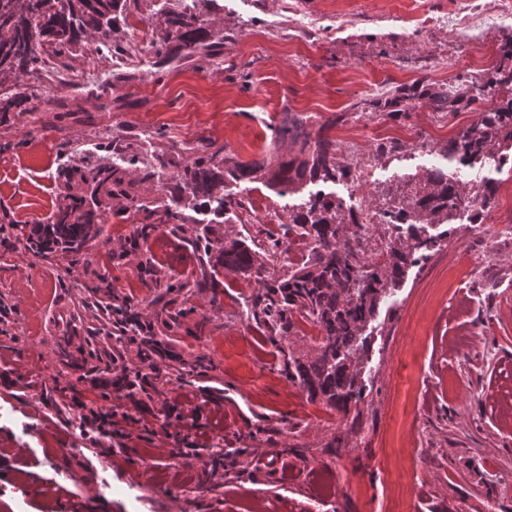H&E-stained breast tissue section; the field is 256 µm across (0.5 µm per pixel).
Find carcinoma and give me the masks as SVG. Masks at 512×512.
Wrapping results in <instances>:
<instances>
[{
	"label": "carcinoma",
	"instance_id": "1",
	"mask_svg": "<svg viewBox=\"0 0 512 512\" xmlns=\"http://www.w3.org/2000/svg\"><path fill=\"white\" fill-rule=\"evenodd\" d=\"M216 0H176L157 12L152 25V47L162 63L178 61L196 68L220 60L229 35L214 31ZM127 25L126 0H0V119L30 118L37 112H56L65 102L42 92L43 82L58 77L65 59L78 50L95 49L123 56L129 43L120 33ZM465 95L448 102L457 90H448L421 78L395 87L392 94L360 100L358 112L391 118L407 114L418 104L455 115L478 100L490 102L476 120L441 148L446 163L426 170L411 193L389 191L406 203L408 224L403 234L384 228L387 239L384 261L368 262L357 250L353 213L343 199L319 191L288 207L286 240L295 239L301 256L288 260V271L275 272L281 239L253 234L246 227L236 236L224 234L222 225L240 224L250 201L228 190L230 186L261 183L276 195L294 194L307 182L342 183L347 167L337 159L330 130L346 124L350 113L334 112L317 132L309 118L287 109L271 128V142L286 143V158L263 157L243 161L209 138L192 149L191 160L177 168L171 184H162L157 196L145 200L131 192L126 170L104 156H81L59 169L62 184L46 224H18L8 220L0 231L25 249L66 258L74 264L84 257L88 244L105 233L108 213L140 216L128 241L134 247L147 243L159 226L184 238L196 259L198 273L180 276L163 285L158 297L167 319L176 324L189 313L188 300L212 286L218 269L253 280L258 292L247 302L249 315L269 332V339L298 334L297 320L318 328L317 345L310 355L292 350L283 353L281 371L289 381L337 413L348 416L365 398L361 364L372 352L369 324L381 304L403 288L409 269L427 260L448 242L452 230L444 225L456 217L458 207L471 199L461 189L456 152L464 151L473 166L492 154L504 159L512 152V103L498 106L502 91L512 97V35L499 45L495 66L476 82L463 83ZM99 150L121 154L140 184H155L158 174L173 165L167 151L146 158L131 137H102ZM498 180L486 177L481 184L480 207L491 210ZM213 210L215 218L203 223L198 215ZM93 300L86 303L93 318L104 320L113 340L106 368L124 361L133 347L139 360L162 356L154 324L140 318L126 297L117 293L103 300L99 286L88 287Z\"/></svg>",
	"mask_w": 512,
	"mask_h": 512
}]
</instances>
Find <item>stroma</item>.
Listing matches in <instances>:
<instances>
[{"mask_svg":"<svg viewBox=\"0 0 512 512\" xmlns=\"http://www.w3.org/2000/svg\"><path fill=\"white\" fill-rule=\"evenodd\" d=\"M215 25L235 30L221 64L197 70L158 59L149 32L159 0H131L127 38L136 55L123 64L131 79L112 83L110 63L83 51L68 61L52 96L68 102L32 142L24 123L0 124V212L22 224L46 221L56 202V173L75 153L92 154L102 135L132 131L143 153L187 149L211 138L242 159L273 148L269 126L282 109L319 127L331 113L367 97L370 85L412 82L418 71L385 74L392 57L431 59L434 36L396 47L368 42L374 17L399 0H295L299 17L321 22L315 42L272 28L281 0L251 6L219 0ZM366 24L340 30L343 17ZM107 85L96 96V85ZM486 106L450 117L423 152L379 171L375 182L350 191L325 185L352 202L360 194L384 204L402 177L440 161L439 149ZM428 106L390 119L357 114L331 130L337 143L375 148V134L410 135L428 125ZM128 222L110 216V241L90 244L79 263L45 258L0 242V304L12 311L0 334V512H512V240L482 261L483 236L458 225L452 239L412 268L390 309L376 321L370 393L358 421L311 401L280 370L282 355L248 316L251 280L219 275V285L194 300L179 324L154 297L170 275L196 261L179 236L159 229L142 250L108 262L127 237ZM106 281L156 325L166 358L156 359L148 385L135 395L101 385L118 370L92 372L89 340L101 359L112 341L82 307L85 284ZM204 355L209 365L197 375ZM183 363L175 381L170 361ZM73 386L71 399L50 398L54 385ZM149 407L139 414L137 402ZM112 412L113 450L73 417L83 404ZM212 448L222 465L203 466Z\"/></svg>","mask_w":512,"mask_h":512,"instance_id":"stroma-1","label":"stroma"}]
</instances>
